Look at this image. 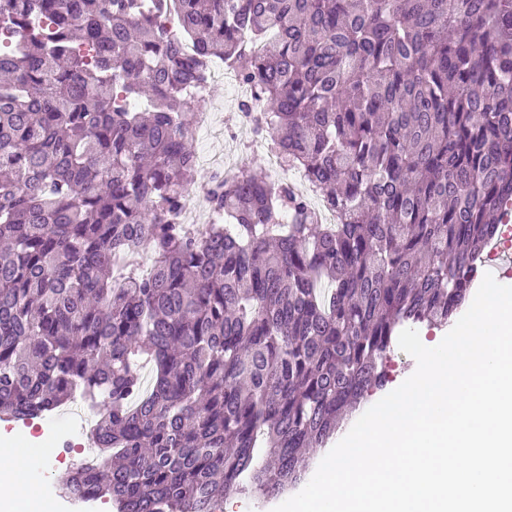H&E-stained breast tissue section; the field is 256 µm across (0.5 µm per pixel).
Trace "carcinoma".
<instances>
[{"instance_id": "carcinoma-1", "label": "carcinoma", "mask_w": 512, "mask_h": 512, "mask_svg": "<svg viewBox=\"0 0 512 512\" xmlns=\"http://www.w3.org/2000/svg\"><path fill=\"white\" fill-rule=\"evenodd\" d=\"M177 9L174 36L166 0H0V420L81 394L100 455L62 493L116 512L300 480L512 206V0ZM214 58L336 223L247 169L207 183L224 223L175 222Z\"/></svg>"}]
</instances>
